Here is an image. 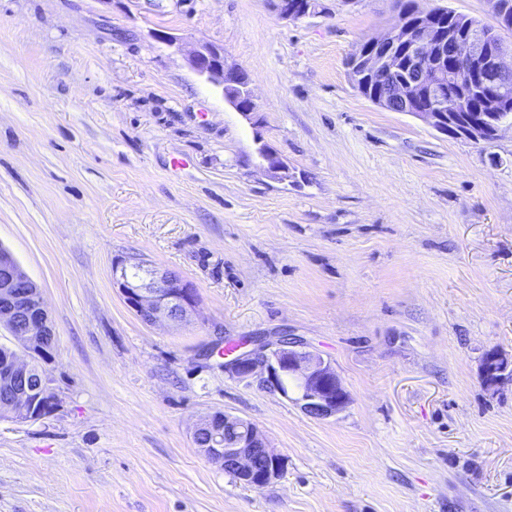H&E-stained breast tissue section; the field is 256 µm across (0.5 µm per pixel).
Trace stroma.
Wrapping results in <instances>:
<instances>
[{"mask_svg":"<svg viewBox=\"0 0 512 512\" xmlns=\"http://www.w3.org/2000/svg\"><path fill=\"white\" fill-rule=\"evenodd\" d=\"M318 4L0 0V247L51 316L59 400L0 418V512H512V381L480 379L512 354V129L478 144L372 103L346 61L398 0ZM202 42L250 74L251 118L190 68ZM123 259L190 282L189 323L137 316ZM281 336L331 363L343 412L225 376L226 345ZM215 411L283 477L208 461ZM276 0V9L282 19L300 20L314 14V1ZM481 382L485 389H495L504 381L512 380V356L499 349L487 350L481 363ZM200 432L208 434L207 447L200 448L205 457L245 486L263 489L280 479L286 468L285 457L268 447L264 434L252 422L217 411L195 427L193 439L198 447ZM261 458L272 460L268 468L260 469Z\"/></svg>","mask_w":512,"mask_h":512,"instance_id":"obj_1","label":"stroma"}]
</instances>
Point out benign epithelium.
Returning a JSON list of instances; mask_svg holds the SVG:
<instances>
[{"instance_id": "obj_1", "label": "benign epithelium", "mask_w": 512, "mask_h": 512, "mask_svg": "<svg viewBox=\"0 0 512 512\" xmlns=\"http://www.w3.org/2000/svg\"><path fill=\"white\" fill-rule=\"evenodd\" d=\"M276 9L286 20H300L315 12L313 0H276ZM465 30L468 36L458 43V55L450 68L448 42L436 36L429 15L421 14L412 25L396 20L384 36L371 39L365 49L350 57L351 79L358 80V87L372 93L373 102L388 111L413 114L442 134L456 124L459 136L490 143L503 126L512 127V117L502 112L505 105L512 108V82L503 78L507 73L504 47L489 42L474 26ZM407 56L415 59L417 67L405 69L402 78L395 77ZM188 63L195 73L224 92L229 77L245 76L241 92L248 103L243 105L238 97L228 94L225 99L244 116L255 111L248 73L226 66L224 46L204 43L190 52ZM422 95L429 106L417 110L414 105ZM473 96L481 97L487 108L478 120L463 115L467 99ZM258 154L275 178L288 179V166L282 160L264 147ZM128 269L125 260L114 263L113 281L143 321H166L176 326L190 321L198 296L188 282L172 273L149 269L132 280L127 277ZM0 325L8 327L17 343L3 376L5 394L0 402L29 411L28 421H37L53 411L56 399L49 392L51 379L42 371L40 380H34L33 367L39 357L51 359L54 347L36 349L31 341L38 336L53 341L55 332L38 286L7 250L0 251ZM224 374L275 392L316 419L332 417L350 403L331 364L294 337L253 344L224 361ZM480 377L487 390L512 380V356L496 348L487 350ZM201 432L207 433V447L202 449L205 457L245 486L263 489L280 479L286 468L285 457L268 447L264 434L252 422L217 411L197 424L193 436ZM262 458L276 466L260 468Z\"/></svg>"}]
</instances>
